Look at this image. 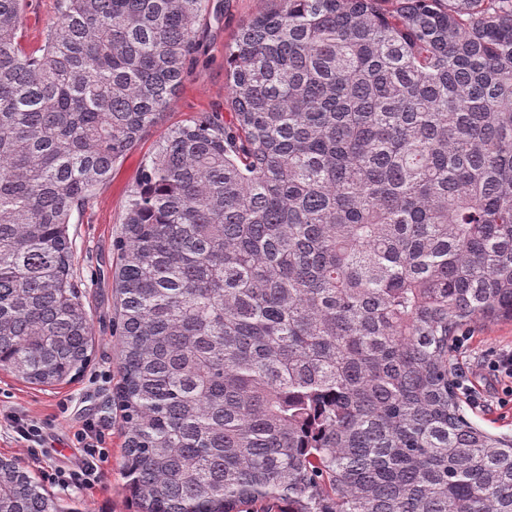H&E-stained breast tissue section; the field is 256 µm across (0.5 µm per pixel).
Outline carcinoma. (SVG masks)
Listing matches in <instances>:
<instances>
[{
  "mask_svg": "<svg viewBox=\"0 0 512 512\" xmlns=\"http://www.w3.org/2000/svg\"><path fill=\"white\" fill-rule=\"evenodd\" d=\"M0 0V368L90 362L68 226L154 127L210 0ZM230 119L144 156L112 243L136 512H512L449 343L512 321V0H278ZM0 512L65 508L0 458ZM22 43L27 49L38 47L47 27L58 20L57 0H26Z\"/></svg>",
  "mask_w": 512,
  "mask_h": 512,
  "instance_id": "obj_1",
  "label": "carcinoma"
}]
</instances>
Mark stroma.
<instances>
[{
  "label": "stroma",
  "instance_id": "stroma-1",
  "mask_svg": "<svg viewBox=\"0 0 512 512\" xmlns=\"http://www.w3.org/2000/svg\"><path fill=\"white\" fill-rule=\"evenodd\" d=\"M275 0H211V8L198 24L201 51L190 63V75L164 112L158 125L123 164L112 173L94 201L74 214L69 226L75 241L73 268L91 314L94 345L91 362L69 383L42 386L27 383L0 370V457L15 459L31 471L44 489L59 503L73 502L86 512H135L125 489L123 473L125 433L122 413L113 400L120 381L118 339L112 334V280L105 276L112 257V241L120 231V220L142 157L167 130L200 112H226L229 96L224 54L242 24L275 10ZM58 19L57 0H27L22 43L38 47L47 27ZM464 349H451L453 371L467 373L478 406L463 404L465 417L495 433L512 435V402L506 399V381L489 375L485 362L495 352L512 349V322L476 321L463 327ZM5 411L24 414L44 428L42 442L19 443ZM96 422L105 434L109 459L98 482L90 489L59 487L54 473L60 466H75L80 451L73 434L85 421Z\"/></svg>",
  "mask_w": 512,
  "mask_h": 512
}]
</instances>
